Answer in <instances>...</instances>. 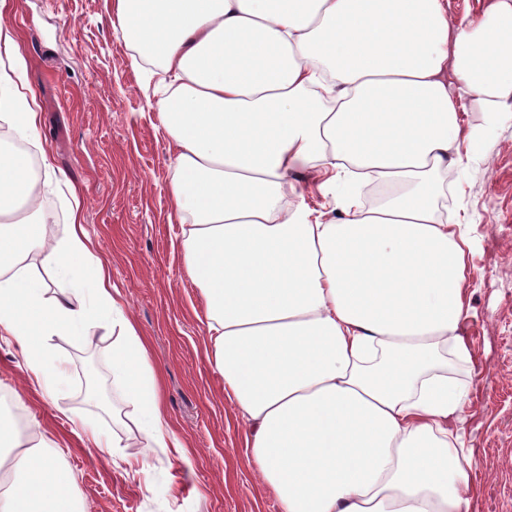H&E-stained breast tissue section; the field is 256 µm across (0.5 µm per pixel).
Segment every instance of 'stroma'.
Masks as SVG:
<instances>
[{
    "mask_svg": "<svg viewBox=\"0 0 512 512\" xmlns=\"http://www.w3.org/2000/svg\"><path fill=\"white\" fill-rule=\"evenodd\" d=\"M112 0H12L0 29L25 61L41 123L32 148L50 149L68 184L43 185L41 207L52 219L51 241L65 237L71 207L106 260L112 284L147 343L175 432L187 457L173 448L148 452L147 474L128 464L133 449L103 458L92 435L121 432L134 406L113 396V410L80 399L81 353L100 357L112 379L115 333L89 340L57 336L52 349L66 376L52 394L34 387L13 344L0 342V382L15 389L26 421L39 422L62 448L87 512H278L245 448V430L224 396V380L205 357V303L186 274L175 244L181 224L168 193L169 140L157 115L165 94L162 71L135 64L113 23ZM475 129L469 162L451 168L448 221L470 241L469 319L464 326L476 359L466 409V445L480 483L476 512H512V116ZM76 185L78 197L68 187Z\"/></svg>",
    "mask_w": 512,
    "mask_h": 512,
    "instance_id": "1",
    "label": "stroma"
}]
</instances>
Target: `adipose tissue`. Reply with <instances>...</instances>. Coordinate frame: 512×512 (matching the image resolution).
<instances>
[{"mask_svg": "<svg viewBox=\"0 0 512 512\" xmlns=\"http://www.w3.org/2000/svg\"><path fill=\"white\" fill-rule=\"evenodd\" d=\"M134 61L172 79L157 102L186 272L206 303L207 359L279 512H474L464 407L449 373L474 358L470 240L442 209L461 163L460 114L512 112V0L481 19L447 0H114ZM0 60V111L32 137L35 93ZM344 178L335 218L296 201L290 172ZM395 192L362 207L357 173ZM30 158L0 151V340L34 383L61 371L53 337L106 324L112 382L137 416L101 454L179 440L159 373L79 220L46 248ZM58 277L47 292L33 254ZM0 512H83L75 478L38 422L0 423Z\"/></svg>", "mask_w": 512, "mask_h": 512, "instance_id": "adipose-tissue-1", "label": "adipose tissue"}]
</instances>
